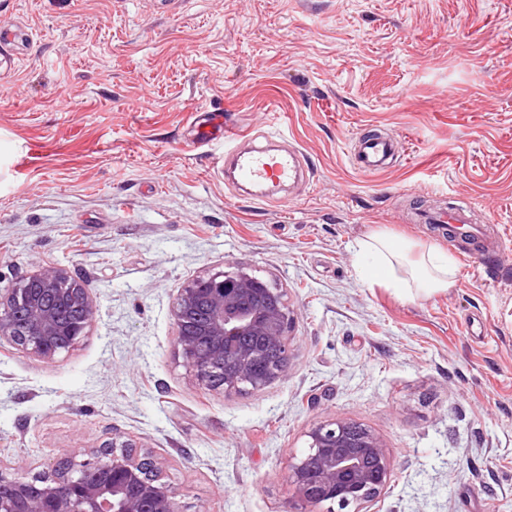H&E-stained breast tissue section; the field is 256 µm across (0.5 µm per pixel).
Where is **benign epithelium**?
Here are the masks:
<instances>
[{
	"mask_svg": "<svg viewBox=\"0 0 512 512\" xmlns=\"http://www.w3.org/2000/svg\"><path fill=\"white\" fill-rule=\"evenodd\" d=\"M69 309L80 310V319H63ZM173 313L177 354L200 383L242 392L286 372L292 317L281 289L218 271L182 288ZM93 314V302L78 281L59 268L38 266L14 287L0 290V345L52 361L86 335ZM271 351L279 360L259 370ZM133 447L114 442L77 463L61 462L35 481L22 476L24 463L0 459V512H184L159 478V463L135 456ZM389 477L381 440L354 423L332 419L307 432V450L291 464L288 483L302 512H318L325 504L328 512H360Z\"/></svg>",
	"mask_w": 512,
	"mask_h": 512,
	"instance_id": "benign-epithelium-1",
	"label": "benign epithelium"
}]
</instances>
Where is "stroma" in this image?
Segmentation results:
<instances>
[{"mask_svg": "<svg viewBox=\"0 0 512 512\" xmlns=\"http://www.w3.org/2000/svg\"><path fill=\"white\" fill-rule=\"evenodd\" d=\"M0 289L63 268L95 306L47 362L0 348V459L49 476L131 441L189 512H295L289 466L328 419L380 438L362 512H512V0H0ZM220 110L306 157L261 202L224 179ZM400 142L358 171L363 128ZM468 204L504 245L464 257L414 212ZM385 231L457 262L409 298L358 274ZM243 272L286 293L288 369L258 391L199 385L175 354L189 281Z\"/></svg>", "mask_w": 512, "mask_h": 512, "instance_id": "35a3bbf8", "label": "stroma"}]
</instances>
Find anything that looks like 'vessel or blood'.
I'll return each mask as SVG.
<instances>
[{
    "instance_id": "b4317fda",
    "label": "vessel or blood",
    "mask_w": 512,
    "mask_h": 512,
    "mask_svg": "<svg viewBox=\"0 0 512 512\" xmlns=\"http://www.w3.org/2000/svg\"><path fill=\"white\" fill-rule=\"evenodd\" d=\"M220 139L225 144L224 161L231 164L236 184L252 187V200H264V186L296 183L302 173L301 160L295 149L268 148L252 144L249 150H241L243 135L222 118H214L205 125H197L192 141L202 144ZM394 155V141L383 133H363L355 139L354 165L365 173L384 170ZM425 223L446 227L448 235L462 246L474 250L485 249L489 254L501 256L499 243H486L481 225L472 223L469 208L461 207L425 216Z\"/></svg>"
}]
</instances>
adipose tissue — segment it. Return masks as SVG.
<instances>
[{"mask_svg": "<svg viewBox=\"0 0 512 512\" xmlns=\"http://www.w3.org/2000/svg\"><path fill=\"white\" fill-rule=\"evenodd\" d=\"M409 250L407 241L383 232L360 241L358 254L364 279L418 296H430L453 286L454 267L446 251L430 248L412 263Z\"/></svg>", "mask_w": 512, "mask_h": 512, "instance_id": "1", "label": "adipose tissue"}]
</instances>
